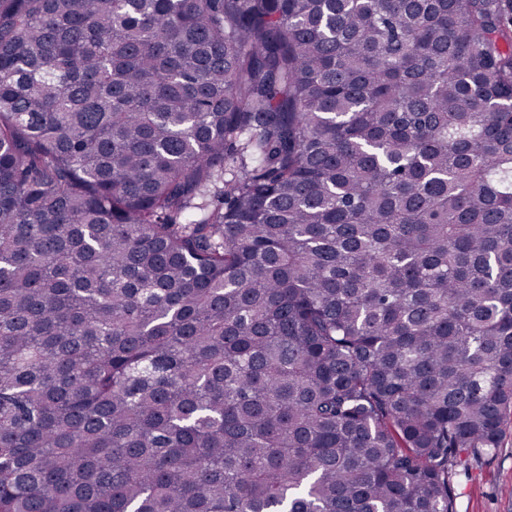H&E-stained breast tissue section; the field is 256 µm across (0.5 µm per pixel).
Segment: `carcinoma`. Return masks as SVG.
<instances>
[{"label":"carcinoma","mask_w":512,"mask_h":512,"mask_svg":"<svg viewBox=\"0 0 512 512\" xmlns=\"http://www.w3.org/2000/svg\"><path fill=\"white\" fill-rule=\"evenodd\" d=\"M510 418L512 0H0V512H456Z\"/></svg>","instance_id":"cac0c4a2"}]
</instances>
